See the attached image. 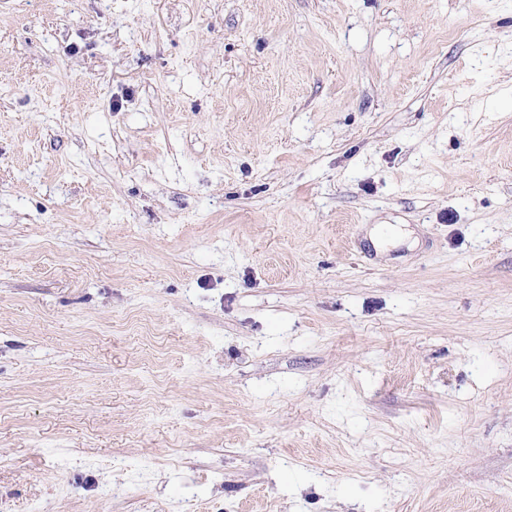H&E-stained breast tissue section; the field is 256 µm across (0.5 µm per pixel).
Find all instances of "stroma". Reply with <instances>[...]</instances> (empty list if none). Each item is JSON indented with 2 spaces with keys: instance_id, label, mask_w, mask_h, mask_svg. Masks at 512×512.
<instances>
[{
  "instance_id": "1",
  "label": "stroma",
  "mask_w": 512,
  "mask_h": 512,
  "mask_svg": "<svg viewBox=\"0 0 512 512\" xmlns=\"http://www.w3.org/2000/svg\"><path fill=\"white\" fill-rule=\"evenodd\" d=\"M0 512H512V0H0Z\"/></svg>"
}]
</instances>
